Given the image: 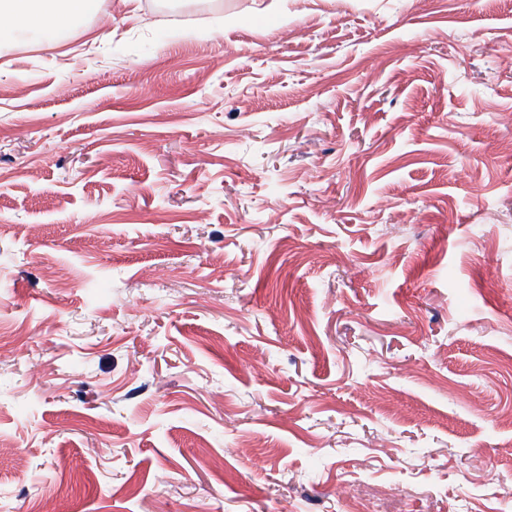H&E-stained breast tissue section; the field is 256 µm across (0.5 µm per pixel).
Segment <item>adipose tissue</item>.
I'll list each match as a JSON object with an SVG mask.
<instances>
[{
	"label": "adipose tissue",
	"instance_id": "ef3b65f1",
	"mask_svg": "<svg viewBox=\"0 0 512 512\" xmlns=\"http://www.w3.org/2000/svg\"><path fill=\"white\" fill-rule=\"evenodd\" d=\"M99 6L100 0H0V32L41 30L54 19L94 15Z\"/></svg>",
	"mask_w": 512,
	"mask_h": 512
}]
</instances>
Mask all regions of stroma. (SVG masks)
<instances>
[{
    "label": "stroma",
    "instance_id": "stroma-1",
    "mask_svg": "<svg viewBox=\"0 0 512 512\" xmlns=\"http://www.w3.org/2000/svg\"><path fill=\"white\" fill-rule=\"evenodd\" d=\"M198 2L0 42V512H512V0Z\"/></svg>",
    "mask_w": 512,
    "mask_h": 512
}]
</instances>
